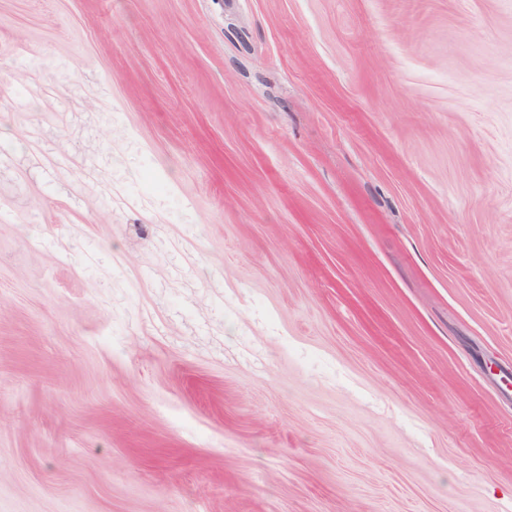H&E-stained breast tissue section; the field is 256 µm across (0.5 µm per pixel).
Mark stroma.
Wrapping results in <instances>:
<instances>
[{"instance_id":"stroma-1","label":"stroma","mask_w":512,"mask_h":512,"mask_svg":"<svg viewBox=\"0 0 512 512\" xmlns=\"http://www.w3.org/2000/svg\"><path fill=\"white\" fill-rule=\"evenodd\" d=\"M0 512H512V0H0Z\"/></svg>"}]
</instances>
